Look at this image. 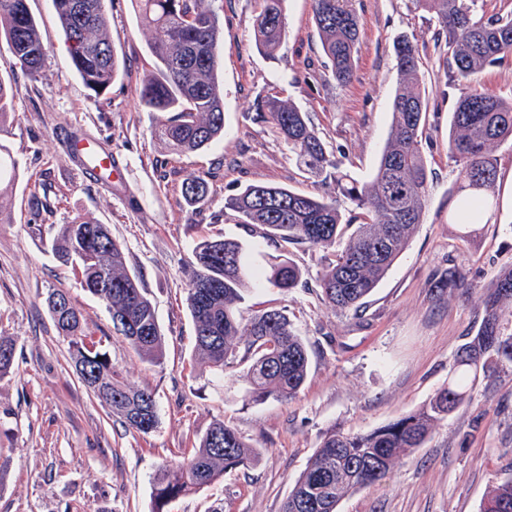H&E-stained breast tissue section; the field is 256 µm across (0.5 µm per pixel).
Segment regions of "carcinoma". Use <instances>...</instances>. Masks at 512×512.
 I'll return each instance as SVG.
<instances>
[{"label": "carcinoma", "instance_id": "cac0c4a2", "mask_svg": "<svg viewBox=\"0 0 512 512\" xmlns=\"http://www.w3.org/2000/svg\"><path fill=\"white\" fill-rule=\"evenodd\" d=\"M106 0H53L64 31L71 66L86 87L102 96L118 74L120 60L108 35ZM285 0H259L253 17L257 47L273 52L285 36ZM435 18L444 35L453 78L466 92L451 114L448 155L461 166L463 184L458 223L480 224L493 207L498 175L494 148L512 141V100L484 90L479 75L490 63L512 55V14L484 18L478 0H414ZM138 18L152 31L149 50L156 71L147 75L140 104L156 114L155 134L178 153L205 148L224 136V91L219 77L224 24L203 0H136ZM321 48L337 84L352 76L360 43V25L349 0H313ZM0 39L12 55V77H0V135L13 98L15 75L34 79L48 54L27 0H0ZM399 87L392 102V124L372 179L360 183L338 171L306 113L276 95L257 99V116L269 117L276 132L309 172L336 185V195L314 197L267 183L247 185L225 200L238 221L261 229L277 245L306 244L330 253L318 276L325 304L340 314L361 316L366 299L387 275L415 236L433 183L423 150L427 103L421 93L420 50L406 36L395 42ZM16 161L0 143V181H13ZM186 201L206 193V181L188 175L182 185ZM352 209L342 211L341 201ZM353 232L344 236V229ZM59 261L79 270L84 287L108 309L113 329L147 362L159 365L164 336L155 308L139 276L130 273L121 244L108 225L78 216L61 224L51 242ZM187 308L194 328V353L222 376L245 367L244 401L262 404L287 400L309 375V350L281 309L260 310L243 317L240 305L261 287L289 292L302 272L283 254H269L255 267L246 261L245 245L218 236L193 248ZM112 287L98 289L100 280ZM46 302L58 334L72 351L75 371L126 428L142 434L159 424L152 391L130 385L112 366L107 336L89 332L68 292L50 288ZM512 308V267L500 270L481 298L478 327L459 348L448 386L424 408L369 433L327 432L296 479L280 512H337L348 494L377 483L413 450L469 395L468 382L479 373L512 369V325L504 308ZM129 318L131 326L118 327ZM14 342L0 336V377L9 373ZM260 452L235 428L213 422L192 452L177 465L163 464L152 477L151 512H167L169 503L210 485L225 473L256 465ZM512 505V476L492 486L483 512H503Z\"/></svg>", "mask_w": 512, "mask_h": 512}]
</instances>
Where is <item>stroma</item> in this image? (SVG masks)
<instances>
[{
	"label": "stroma",
	"instance_id": "obj_1",
	"mask_svg": "<svg viewBox=\"0 0 512 512\" xmlns=\"http://www.w3.org/2000/svg\"><path fill=\"white\" fill-rule=\"evenodd\" d=\"M224 20L221 80L224 136L177 155L153 135L154 115L139 103L155 67L152 32L133 0H110L108 32L122 67L101 97L71 67L52 0H28L49 49L37 78L19 82L0 140L17 162L0 197V336L15 342L11 372L0 378V512H150L151 477L177 464L218 419L260 448L258 463L172 501L168 512H280L295 479L330 430L367 433L419 411L448 382V370L481 313L494 275L512 266V211L495 207L490 223L462 237L451 211L460 168L448 156V124L462 95L448 81L438 25L414 0H352L361 27L353 76L337 86L322 54L312 0H286V36L273 54L255 46L257 0H205ZM416 42L421 91L428 101L424 153L433 184L423 222L361 318L327 307L317 286L322 250L290 246L303 283L288 293L253 292L244 309L287 311L309 345L305 385L292 399L245 404L240 375L219 377L194 355L186 284L192 249L205 236L241 239L250 258L274 252L258 229L239 224L227 197L261 181L312 196L335 194L331 180L305 171L257 97L278 95L306 112L341 171L366 182L375 173L391 126L398 84L395 36ZM111 153L123 169L104 188L76 172L65 136ZM203 176L204 200L187 206L184 179ZM84 216L109 225L139 275L165 335L153 366L113 334L104 304L79 284L51 250L55 227ZM460 288L438 291L448 267ZM69 291L88 329L109 335L115 368L153 391L160 423L126 429L83 385L45 301ZM512 473V372L479 376L470 397L379 484L345 497L338 512H480L488 490Z\"/></svg>",
	"mask_w": 512,
	"mask_h": 512
}]
</instances>
